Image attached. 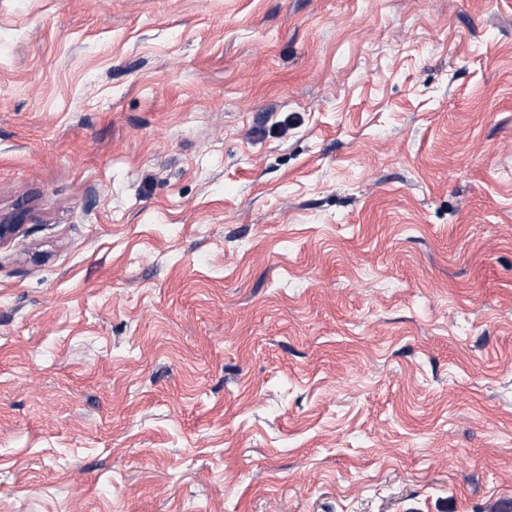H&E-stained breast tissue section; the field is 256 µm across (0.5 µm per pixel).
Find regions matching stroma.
<instances>
[{"label": "stroma", "mask_w": 512, "mask_h": 512, "mask_svg": "<svg viewBox=\"0 0 512 512\" xmlns=\"http://www.w3.org/2000/svg\"><path fill=\"white\" fill-rule=\"evenodd\" d=\"M0 512H512V0H0Z\"/></svg>", "instance_id": "1"}]
</instances>
